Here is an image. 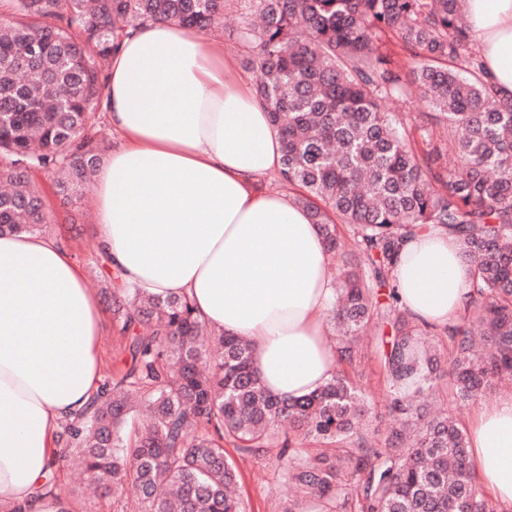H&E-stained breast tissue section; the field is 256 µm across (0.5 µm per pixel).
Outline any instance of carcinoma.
<instances>
[{"label": "carcinoma", "instance_id": "obj_1", "mask_svg": "<svg viewBox=\"0 0 512 512\" xmlns=\"http://www.w3.org/2000/svg\"><path fill=\"white\" fill-rule=\"evenodd\" d=\"M0 27V234L50 223L31 171L53 178L64 205L101 162L102 89L120 34L149 21L208 32L224 0H5ZM244 31L257 95L283 145L281 182L299 190L338 258L330 320L338 360L357 361L372 324L392 328L381 357L389 385L387 448L362 430L363 391L339 373L316 392L281 399L252 369V346L208 326L181 297L127 286L113 315L131 364L103 380L62 426L84 472L104 489L132 483L138 512H246L229 442L279 449L291 495L282 512H494L449 415L421 422L435 390L418 321L396 292L381 301L403 238L446 227L471 269L472 315L448 352L453 397L476 401L512 374V99L486 79L463 0H248ZM417 90L424 112L385 108ZM453 151L454 166L446 156ZM322 446L305 455L302 441Z\"/></svg>", "mask_w": 512, "mask_h": 512}]
</instances>
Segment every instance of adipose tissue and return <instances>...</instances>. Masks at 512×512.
Here are the masks:
<instances>
[{
  "label": "adipose tissue",
  "mask_w": 512,
  "mask_h": 512,
  "mask_svg": "<svg viewBox=\"0 0 512 512\" xmlns=\"http://www.w3.org/2000/svg\"><path fill=\"white\" fill-rule=\"evenodd\" d=\"M464 8L488 78L512 96V0ZM103 109L120 145L97 169L96 234L120 282L188 296L216 333L252 344L272 394L329 382L331 256L310 211L262 187L281 167L280 135L223 44L173 22L128 31ZM392 279L401 306L431 325L456 323L471 300L470 267L444 227L412 232ZM103 315L65 244L0 235V512H60L43 477L62 424L98 389ZM469 441L480 485L512 512V394L478 411Z\"/></svg>",
  "instance_id": "obj_1"
}]
</instances>
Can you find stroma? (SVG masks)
Here are the masks:
<instances>
[{"instance_id":"stroma-1","label":"stroma","mask_w":512,"mask_h":512,"mask_svg":"<svg viewBox=\"0 0 512 512\" xmlns=\"http://www.w3.org/2000/svg\"><path fill=\"white\" fill-rule=\"evenodd\" d=\"M249 12L247 0H227L224 19L207 33L210 40L223 43L234 67L258 86L260 75L251 64L252 49L242 38V31ZM33 180L45 194L50 222L45 228L48 235L59 238L82 264L88 279H104L106 267L98 249L95 234L94 200L96 186H88L76 202L65 205L53 193L51 177L36 170ZM389 327L370 333L365 348L357 363L350 368V376L369 396L372 412L366 420V427L373 441H381L388 423L385 414L388 383L380 366V358L387 347ZM127 337L122 333L112 315H105L100 340V356L103 376H110L125 368ZM229 458L234 461L240 474V495L247 506V512H270L271 500L287 497L289 490L284 485L275 455L254 457L227 448ZM57 480L63 488L71 512H134L137 490L126 485L121 491L93 495L85 489L84 475L75 469L62 468Z\"/></svg>"}]
</instances>
